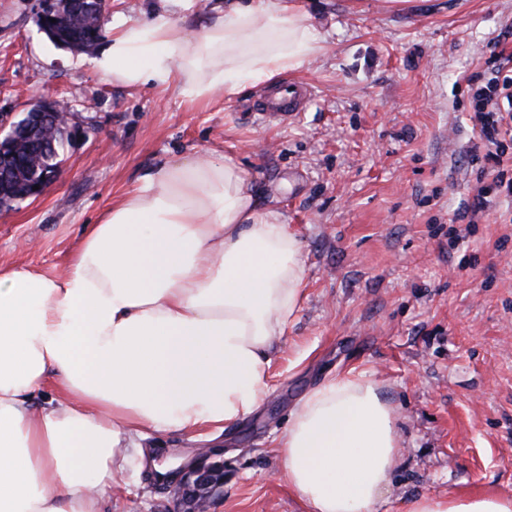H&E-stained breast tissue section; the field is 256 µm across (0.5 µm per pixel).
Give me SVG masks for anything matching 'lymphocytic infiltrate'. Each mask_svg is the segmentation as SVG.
<instances>
[{"label":"lymphocytic infiltrate","mask_w":512,"mask_h":512,"mask_svg":"<svg viewBox=\"0 0 512 512\" xmlns=\"http://www.w3.org/2000/svg\"><path fill=\"white\" fill-rule=\"evenodd\" d=\"M485 67L464 78L479 144L472 147L479 185L464 206L469 223L486 221L493 202L512 205V18L488 43Z\"/></svg>","instance_id":"f902f5d3"}]
</instances>
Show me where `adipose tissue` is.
Listing matches in <instances>:
<instances>
[{
  "mask_svg": "<svg viewBox=\"0 0 512 512\" xmlns=\"http://www.w3.org/2000/svg\"><path fill=\"white\" fill-rule=\"evenodd\" d=\"M177 2L176 19L113 22L93 72L209 101L323 49L297 0L203 14ZM304 289L284 212L260 205L250 173L217 152L145 171L84 225L63 274L0 267V512H103L144 436L251 415ZM48 383L54 397L33 406ZM399 448L392 407L351 371L306 392L279 439L304 512H379ZM404 512H512V494H422Z\"/></svg>",
  "mask_w": 512,
  "mask_h": 512,
  "instance_id": "ef3b65f1",
  "label": "adipose tissue"
}]
</instances>
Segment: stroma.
<instances>
[{
    "label": "stroma",
    "instance_id": "1",
    "mask_svg": "<svg viewBox=\"0 0 512 512\" xmlns=\"http://www.w3.org/2000/svg\"><path fill=\"white\" fill-rule=\"evenodd\" d=\"M301 4L325 48L287 73L313 96L277 125L253 111L266 84L207 104L129 91L51 43L36 0H0V113L48 95L88 128L41 197L0 214V266L61 272L83 226L144 171L232 153L298 234L305 298L274 347L256 412L221 430L150 435L152 467L220 448L224 491L210 512H302L276 442L308 390L352 369L395 410L402 452L385 512L421 494L512 493V223L458 216L477 177L458 79L512 0H411L403 11L385 0ZM150 469L129 471L105 512H174V482Z\"/></svg>",
    "mask_w": 512,
    "mask_h": 512
}]
</instances>
